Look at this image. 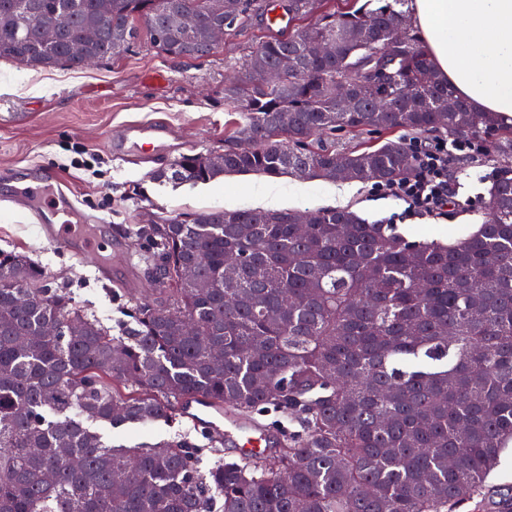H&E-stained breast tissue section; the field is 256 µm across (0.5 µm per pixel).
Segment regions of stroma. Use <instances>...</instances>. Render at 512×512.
<instances>
[{
  "label": "stroma",
  "instance_id": "obj_1",
  "mask_svg": "<svg viewBox=\"0 0 512 512\" xmlns=\"http://www.w3.org/2000/svg\"><path fill=\"white\" fill-rule=\"evenodd\" d=\"M269 35L255 18L203 59L166 56L144 37L83 69L0 59V168L43 174L47 195L68 197L74 226L102 246L91 261L51 245L38 228V202H22L14 186L0 182V251L27 255L52 287L110 325L122 304L144 298L151 286L121 226L147 223L159 211L182 217L259 202L301 212L329 207L331 183L321 178L235 174L194 187L150 178L180 155L223 153L224 132L235 119L224 106V83L242 73L248 51ZM157 119L165 120L167 133L153 158L120 150L130 125ZM492 171L477 152L451 164L448 183L456 196L441 217L407 215L402 201L358 182L347 206L368 222L396 225L411 241H455L487 220Z\"/></svg>",
  "mask_w": 512,
  "mask_h": 512
}]
</instances>
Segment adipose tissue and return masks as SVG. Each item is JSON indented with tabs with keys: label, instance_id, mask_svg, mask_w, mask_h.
Here are the masks:
<instances>
[{
	"label": "adipose tissue",
	"instance_id": "1",
	"mask_svg": "<svg viewBox=\"0 0 512 512\" xmlns=\"http://www.w3.org/2000/svg\"><path fill=\"white\" fill-rule=\"evenodd\" d=\"M405 10L455 96L512 124V0H408Z\"/></svg>",
	"mask_w": 512,
	"mask_h": 512
}]
</instances>
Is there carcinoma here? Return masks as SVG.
<instances>
[{
    "label": "carcinoma",
    "instance_id": "carcinoma-1",
    "mask_svg": "<svg viewBox=\"0 0 512 512\" xmlns=\"http://www.w3.org/2000/svg\"><path fill=\"white\" fill-rule=\"evenodd\" d=\"M0 0V59L84 62L70 44L98 28L108 60L147 30L173 58L212 53L207 0ZM316 0H275L288 19ZM405 0H345L308 40L270 37L224 86L239 122L224 154L182 155L151 179L206 184L229 174L390 183L409 178V133L434 131L512 157V125L454 98L406 28ZM193 11L198 30L177 26ZM253 0L225 26L245 27ZM333 37L319 55L309 40ZM288 66L277 85L265 73ZM344 77L343 112L328 83ZM387 131L381 146L320 135ZM249 139L250 149L236 142ZM492 216L453 244L410 241L352 210L211 209L122 229L158 270L152 294L112 327L47 283L26 255L0 252V512H512L492 485L512 447V164H497ZM309 221L300 235L295 221ZM241 262L225 269L224 257ZM301 296L285 309L283 292ZM192 322L194 331L185 329ZM53 325L57 332L46 333ZM201 396L279 437L262 456L205 460L189 433L127 446L99 427L184 417Z\"/></svg>",
    "mask_w": 512,
    "mask_h": 512
}]
</instances>
